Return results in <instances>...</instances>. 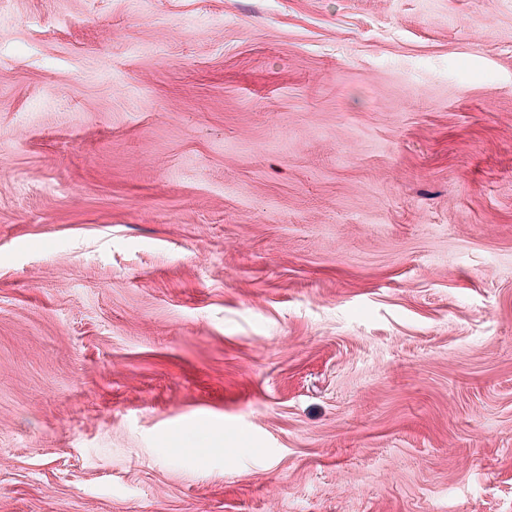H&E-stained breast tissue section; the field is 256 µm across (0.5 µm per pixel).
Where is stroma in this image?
I'll use <instances>...</instances> for the list:
<instances>
[{"label":"stroma","mask_w":512,"mask_h":512,"mask_svg":"<svg viewBox=\"0 0 512 512\" xmlns=\"http://www.w3.org/2000/svg\"><path fill=\"white\" fill-rule=\"evenodd\" d=\"M0 512H512V0H0Z\"/></svg>","instance_id":"obj_1"}]
</instances>
